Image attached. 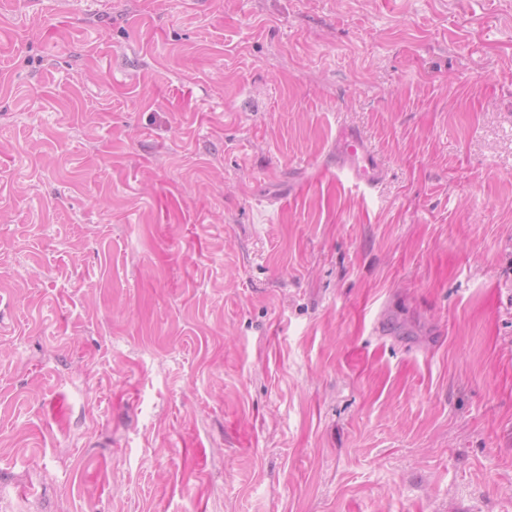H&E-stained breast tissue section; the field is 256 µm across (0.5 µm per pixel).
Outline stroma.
Here are the masks:
<instances>
[{
	"mask_svg": "<svg viewBox=\"0 0 512 512\" xmlns=\"http://www.w3.org/2000/svg\"><path fill=\"white\" fill-rule=\"evenodd\" d=\"M0 512H512V0H0ZM336 169L366 186L376 185L383 176L376 158L366 149L363 140L348 133L337 143Z\"/></svg>",
	"mask_w": 512,
	"mask_h": 512,
	"instance_id": "stroma-1",
	"label": "stroma"
}]
</instances>
